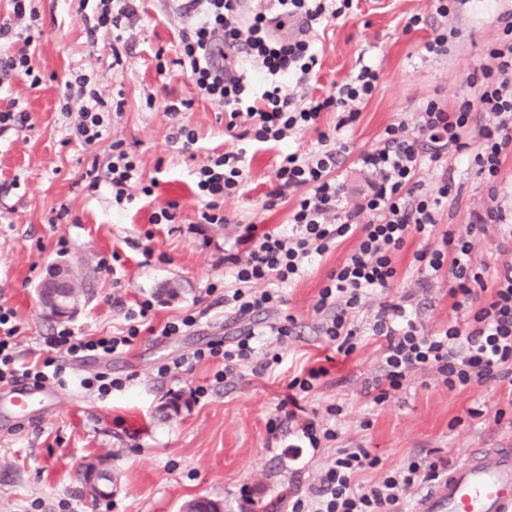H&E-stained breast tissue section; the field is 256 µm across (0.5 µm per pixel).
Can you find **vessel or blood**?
Wrapping results in <instances>:
<instances>
[{
  "instance_id": "1",
  "label": "vessel or blood",
  "mask_w": 512,
  "mask_h": 512,
  "mask_svg": "<svg viewBox=\"0 0 512 512\" xmlns=\"http://www.w3.org/2000/svg\"><path fill=\"white\" fill-rule=\"evenodd\" d=\"M68 400L56 387L18 383L0 396V410L23 422ZM416 512H512V448H473L422 495Z\"/></svg>"
}]
</instances>
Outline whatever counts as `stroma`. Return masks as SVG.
<instances>
[{"label":"stroma","mask_w":512,"mask_h":512,"mask_svg":"<svg viewBox=\"0 0 512 512\" xmlns=\"http://www.w3.org/2000/svg\"><path fill=\"white\" fill-rule=\"evenodd\" d=\"M32 5L38 14L32 65L40 82L0 72V107L14 101L28 115L26 124L0 133V302L17 314L21 359L49 354L46 340L59 323L43 316L36 286L60 260L80 264L87 290L80 312L68 322L75 331L105 335L122 327L118 298L151 299L159 323L188 310L201 319L186 335L165 339L145 333L128 352L69 366L76 378L95 372L127 378L123 390L106 397L78 390L76 400L19 429L0 416V512H183L186 501L199 498L219 502L223 512H286V496L307 493L341 448L360 446L379 456L380 470L360 476L366 483L416 456H441L453 465L470 448L512 447L511 384L451 392L437 383L433 370L422 369L383 404L373 403L365 389L382 356L383 340L372 331L382 304L402 303L427 334L455 319L447 275L419 274L413 254L439 245L443 232L464 229L473 213L491 204L512 218V157L492 184L468 155L424 170L425 190L437 188L447 167L455 187L441 204L433 235L413 238L396 256L400 282L369 295L358 308L359 336L351 355L325 345L315 310L327 276L356 246L349 237L283 289L281 311L297 320L287 342L259 340L253 363L223 384H213L212 363L162 378L157 368L164 360L234 335L236 326L218 295L232 282L224 254L238 251L245 225H287L288 206H264L275 183L278 150L249 146L246 182L240 194L224 200L226 224L198 223L203 201L193 192L194 173L208 154L237 148L239 141L225 131L223 107L206 100L173 63L179 36L191 31L196 15L178 14L174 0H136V13L123 21L117 39L102 29L88 34L79 0ZM415 14L422 19L420 29L404 32ZM509 20L512 0H460L444 18L432 0H353L344 16L312 33L320 68L294 96L332 94L364 65L379 74L373 96L344 132L348 150L337 173L348 205L360 203L368 191L357 155L373 148L386 126H413L427 100L453 106L473 98L466 77L505 39ZM436 28L451 32L441 56L424 49ZM79 74L104 102L103 135L90 146L75 137L76 114L62 110L64 83ZM173 96L192 103L176 118L165 110ZM177 122L197 134L190 150L169 140ZM118 139L135 152L143 183L156 184L149 196L133 186L132 202L122 205L107 184L89 186L90 171H105ZM171 201L180 206L179 223H152L153 214ZM61 239L67 251L58 247ZM115 253L120 260L113 270L100 269L99 258ZM274 352L281 353V363L264 368ZM320 365L328 374L303 401V417L328 422L332 403L342 404L346 414L338 440L313 450L299 447L297 428L279 404L293 376ZM208 381L212 390L195 398L194 388ZM175 398L181 410L165 414V403ZM472 408L482 409V417L470 418ZM99 460L114 478L106 498L92 497L85 484L88 464Z\"/></svg>","instance_id":"stroma-1"}]
</instances>
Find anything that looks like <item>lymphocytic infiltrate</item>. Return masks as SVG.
<instances>
[{
    "instance_id": "obj_1",
    "label": "lymphocytic infiltrate",
    "mask_w": 512,
    "mask_h": 512,
    "mask_svg": "<svg viewBox=\"0 0 512 512\" xmlns=\"http://www.w3.org/2000/svg\"><path fill=\"white\" fill-rule=\"evenodd\" d=\"M238 2L190 0L200 20L182 35L173 63L186 70L206 99L223 107L226 130L246 127L254 141L279 148L275 187L267 194L266 208H276L291 195L298 201L288 215L289 231L247 225L240 237L244 250L225 257L236 286L225 291L221 300L225 312L244 320V327L230 343L213 341L161 363L157 374L162 378L212 361L219 365L214 381L221 384L253 361L257 338L285 342L295 326L294 316L263 326L253 323V316L278 306L281 288L301 279L310 263L343 237L355 238L356 246L328 275L316 310L322 315L319 332L325 341L340 353L352 354L359 334L352 315L363 296L395 287L401 279L394 261L397 252L412 237L432 235L439 223L441 200L453 189V179L446 173L437 197L422 194L420 174L426 163L471 150L480 174L492 182L512 152L510 39L491 49L487 64L468 76V84L478 90L476 99L463 100L452 109L428 100L416 113L415 135H408L405 124H392L374 148L358 154L355 163L369 177L372 192L365 204L345 206L344 185L335 170L346 144L340 141L332 148L301 153L291 148L290 141L330 109L338 113L337 128L349 127L360 106L372 97L379 74L361 67L337 85L335 94L296 103L289 88L308 79L318 56L308 39L276 38L273 24L299 18L315 31L341 16L349 0H272L271 6L245 20ZM64 100V111L77 115V139L86 145L95 143L103 127L98 91L79 75L66 82ZM477 111L488 113V120L474 123ZM246 157V148L240 147L209 155L199 166L195 185L206 200L199 223H224L219 202L240 191L246 180ZM92 180L106 182L116 203L130 200L129 190L139 183L140 174L124 141H113L105 174L93 175ZM474 249L473 233L468 230L444 233L440 246L415 252L420 273L444 274L451 280L452 308L463 312L464 318L425 334L402 303L384 304L373 326L374 335L385 340L379 373L370 384L374 403L386 401L420 368L435 369L439 382L451 391L491 380L512 383V263L488 272L486 265L475 262ZM151 312L150 302L144 300L126 310L125 324L116 333L84 336L65 326L56 330L48 345L65 362L105 359L129 350L141 332L172 338L199 322L198 315L188 313L156 328ZM18 333L13 308L0 303V382L65 385L63 365L48 374L21 363ZM379 464L368 449H338L319 486L310 488L308 496L289 498L288 512H402L420 483L437 480L448 469L444 458H414L378 480L359 483L362 472Z\"/></svg>"
}]
</instances>
